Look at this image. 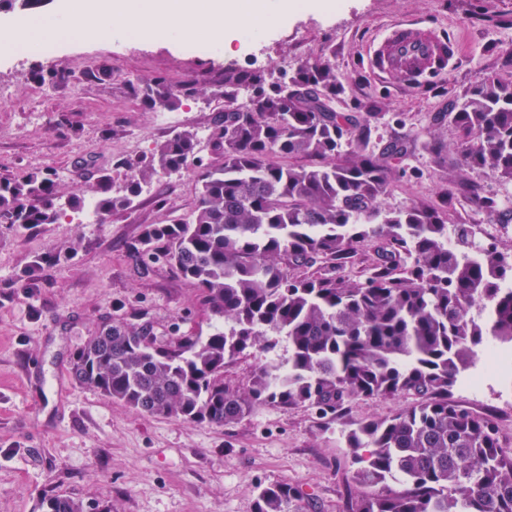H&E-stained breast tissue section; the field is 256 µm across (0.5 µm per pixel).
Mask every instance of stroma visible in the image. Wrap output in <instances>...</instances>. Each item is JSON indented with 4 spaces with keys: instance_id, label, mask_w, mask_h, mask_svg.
I'll return each instance as SVG.
<instances>
[{
    "instance_id": "obj_1",
    "label": "stroma",
    "mask_w": 512,
    "mask_h": 512,
    "mask_svg": "<svg viewBox=\"0 0 512 512\" xmlns=\"http://www.w3.org/2000/svg\"><path fill=\"white\" fill-rule=\"evenodd\" d=\"M419 18L455 37L459 64L417 88L383 83L363 65L375 38L393 21ZM261 52L196 53L156 38L82 37L57 45L53 57L17 59L0 52V177L32 168L53 169L72 190L87 189L99 172L123 184L117 159L152 151L174 126L211 128L217 98H182L177 124L144 107L129 85L165 77L174 87L193 80L212 85L225 68L280 82L308 61L335 70L339 112H377L372 139L400 136L413 149L387 173L386 209L411 204L442 207L452 224L497 229V245L512 253V181L483 173L459 177L450 123L432 124L463 91L489 75L512 80V0H343L323 16L293 13L261 37ZM63 68L67 78L42 85L39 75ZM446 146L436 166L427 143ZM494 208H486L484 199ZM198 203L194 168L159 175L135 210L97 224L68 215L36 230L0 224V512H42L49 491L112 512H254L261 487L289 483L307 493L315 512H338L360 491L352 449L340 436L345 422L394 416L418 396L375 395L354 400L345 420L324 423L314 410L255 407L237 423L206 424L146 414L76 381L73 355L106 322L144 314L155 336L211 335L224 320L203 304L194 285L165 262L140 264L129 251L143 228L188 217ZM72 250L71 258L42 264L24 276L34 257ZM287 342L268 336L224 368V383L246 388L268 363L287 365ZM480 388L462 377L450 398L475 416L495 421L505 454L512 455V384L488 353L473 367Z\"/></svg>"
}]
</instances>
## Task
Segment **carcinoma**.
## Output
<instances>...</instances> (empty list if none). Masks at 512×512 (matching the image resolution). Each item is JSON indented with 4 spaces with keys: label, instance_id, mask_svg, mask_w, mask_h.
Returning a JSON list of instances; mask_svg holds the SVG:
<instances>
[{
    "label": "carcinoma",
    "instance_id": "carcinoma-1",
    "mask_svg": "<svg viewBox=\"0 0 512 512\" xmlns=\"http://www.w3.org/2000/svg\"><path fill=\"white\" fill-rule=\"evenodd\" d=\"M245 88L253 96L242 108ZM182 90L224 100L207 157L196 131L176 128L152 152L116 161L130 173L122 191L103 172L89 192L103 217L130 211L153 176L194 161L191 216L147 226L130 252L169 263L225 328L161 341L146 322L109 325L75 353L76 380L133 409L216 428L259 404L314 408L334 422L353 399L413 393L417 405L342 430L361 464L354 481L377 491L344 497L339 512H512V456L501 451L495 423L448 400L481 346L512 343V288L503 287L512 254L493 246L475 263L466 225L447 223L441 209H381L387 164L406 156V142L367 151L375 113L336 111L340 86L327 63L307 62L268 91L261 75L232 67L219 85ZM132 91L151 109L180 103L161 76ZM448 119L462 132L458 170L512 180V81L483 78L451 104ZM344 151L348 160L336 162ZM273 154L317 163L278 165ZM85 205V194L61 191L54 170L0 178V224H55ZM365 242L377 256L371 274L336 277ZM313 266L322 273H298ZM271 333L287 339L288 367H260L243 391L225 386L224 366ZM41 506L84 512L54 494ZM309 508L286 483L262 488L255 502V512Z\"/></svg>",
    "mask_w": 512,
    "mask_h": 512
}]
</instances>
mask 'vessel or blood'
<instances>
[{
    "mask_svg": "<svg viewBox=\"0 0 512 512\" xmlns=\"http://www.w3.org/2000/svg\"><path fill=\"white\" fill-rule=\"evenodd\" d=\"M459 55L455 40L434 27L415 21L389 25L376 39L368 69L387 82L411 87L414 80H431L452 68Z\"/></svg>",
    "mask_w": 512,
    "mask_h": 512,
    "instance_id": "b4317fda",
    "label": "vessel or blood"
}]
</instances>
